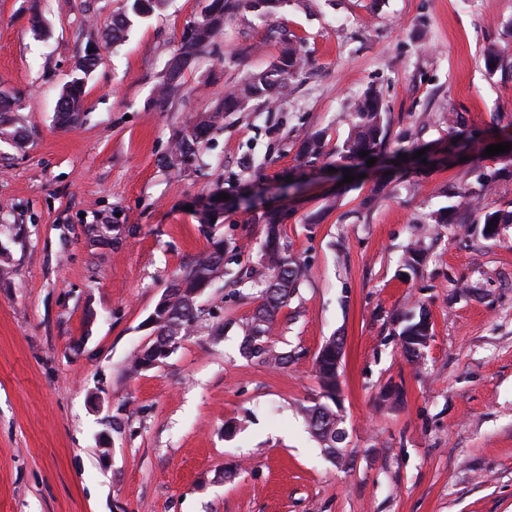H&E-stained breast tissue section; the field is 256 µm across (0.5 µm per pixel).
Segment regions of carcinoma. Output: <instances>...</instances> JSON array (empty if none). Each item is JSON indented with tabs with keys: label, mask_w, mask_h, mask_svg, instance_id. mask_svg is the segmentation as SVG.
<instances>
[{
	"label": "carcinoma",
	"mask_w": 512,
	"mask_h": 512,
	"mask_svg": "<svg viewBox=\"0 0 512 512\" xmlns=\"http://www.w3.org/2000/svg\"><path fill=\"white\" fill-rule=\"evenodd\" d=\"M290 0H207L200 16L186 30L179 51L168 62L166 79L159 85L158 97L166 100L179 90L180 78L194 59L209 47L224 31V23L237 15L255 13L260 17H273L289 6ZM165 0H126V12L112 18V27L107 37L120 42L125 37L130 17L145 18L163 7ZM270 38L279 45L278 55L270 65L252 73L233 90L224 95V103L215 111L190 117L183 125L172 145V152L185 160L197 155L209 141V136L218 130L220 119L228 112H253L271 108L288 95L294 80L306 69L308 59L302 45L288 37L285 29L273 28ZM98 56L84 54L77 62V74L62 88L56 107V122L62 128L75 127L83 108L84 82L94 71ZM24 118L13 113V97L0 92V142L17 150L25 148L23 135ZM389 144L385 121V107L380 91L369 88L353 103L351 127L347 137L334 149H329L327 131L313 127L302 139L297 161L306 168L320 162L336 169L339 175L352 170L364 162L361 152L368 156L383 154ZM507 174V169H495L485 174L476 187L460 186L453 193L454 201L431 214L433 224H453L462 214L478 215L477 225L485 238H495L501 228L512 224V200L493 204L490 197L496 186ZM214 191L198 209L200 223L208 229L207 247L186 262L164 289L165 301L155 305L153 315L148 317L151 340L146 347L134 354L127 364L131 376L149 370L153 360L163 361L160 354L174 346L172 337L193 335L201 321L204 310L199 305L210 285L221 278L238 282L236 273L224 265V234L221 225L215 223L216 205L222 203ZM290 213L283 208L267 209L259 216L264 227V241L260 262L262 273L254 284L258 286L254 300L257 302L252 314L241 323L243 356L251 361L272 368L288 365L289 355L278 350L272 340L277 316L288 305L300 284L307 278L308 269L299 257L293 255L288 244L282 242V229ZM427 320L425 308L420 313L406 315L400 321L401 336H414L416 329ZM343 341L331 337L318 351L314 360V373L323 390L325 402H316L303 408L305 420L312 435L330 457H336L337 444L344 439L345 432L336 426V346Z\"/></svg>",
	"instance_id": "1"
}]
</instances>
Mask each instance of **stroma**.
Masks as SVG:
<instances>
[{
	"mask_svg": "<svg viewBox=\"0 0 512 512\" xmlns=\"http://www.w3.org/2000/svg\"><path fill=\"white\" fill-rule=\"evenodd\" d=\"M204 4L168 0L115 46L104 36L123 0H0V91L20 97L28 136L21 151L0 143V512H512V225L487 239L464 231L467 215L428 221L504 164L485 150L512 137V73L488 72L484 55L512 62V0H299L277 22L303 41L306 74L272 111L225 114L180 162L186 119L277 54L267 21L232 20L156 104ZM92 44L86 116L59 129V92ZM249 44L261 52L242 54ZM370 87L387 106L386 162L343 185L312 177L283 227L310 269L278 317L288 367L241 356L254 291L220 282L201 329L128 376L173 273L207 245L198 203L249 186L251 206L219 222L232 269L257 268L258 217L280 201L305 131L341 143ZM466 135L477 148L448 162ZM422 149L430 165L416 163ZM379 184L384 198L365 206ZM314 212L320 223H305ZM93 224L113 230L96 240ZM416 240L412 272L402 256ZM422 308L432 340L412 363L397 319ZM333 336L346 339L343 466L299 411L322 395L313 361Z\"/></svg>",
	"mask_w": 512,
	"mask_h": 512,
	"instance_id": "1",
	"label": "stroma"
}]
</instances>
